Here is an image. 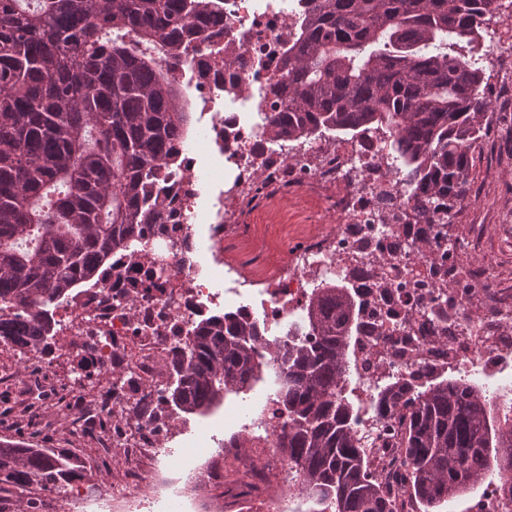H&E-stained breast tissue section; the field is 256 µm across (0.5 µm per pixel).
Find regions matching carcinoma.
I'll return each mask as SVG.
<instances>
[{
  "label": "carcinoma",
  "mask_w": 512,
  "mask_h": 512,
  "mask_svg": "<svg viewBox=\"0 0 512 512\" xmlns=\"http://www.w3.org/2000/svg\"><path fill=\"white\" fill-rule=\"evenodd\" d=\"M280 78L282 108L264 117L275 137L363 140L386 135L392 170L426 224L470 200L474 147L489 132L484 25L500 0H302ZM212 0H0V342L27 360L49 357L55 310L99 283L112 252L159 219L151 187L171 141L187 133L188 99L157 63L192 61L222 37ZM357 286L315 292L305 327L318 337L258 350L266 329L217 315L192 329L189 353L168 366L161 402L204 414L267 371L287 414L276 451L299 474L308 512H388L369 472L345 394L362 327ZM383 408L403 429L405 490L425 512L475 487L512 482V413L478 385L436 376L408 393L393 382ZM79 475L55 448L0 441V485L26 499Z\"/></svg>",
  "instance_id": "carcinoma-1"
}]
</instances>
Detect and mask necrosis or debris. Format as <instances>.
Instances as JSON below:
<instances>
[{
    "label": "necrosis or debris",
    "instance_id": "obj_1",
    "mask_svg": "<svg viewBox=\"0 0 512 512\" xmlns=\"http://www.w3.org/2000/svg\"><path fill=\"white\" fill-rule=\"evenodd\" d=\"M221 42L203 47L192 65L159 54L169 77L190 87L199 121L219 154L222 179H205L199 153L174 139L178 162L160 169L154 190L160 197V223L145 227L134 249L113 253L96 287L83 290L78 301L62 309V328L82 331L87 323L102 326L95 349L88 352L92 372L119 370L118 381L103 390L76 423L79 436L97 440L103 453L123 449L128 467L123 478L104 493L82 478L68 492V512H208L206 500L191 497L189 485L215 478L211 461L187 476L188 487L164 477L159 466L160 436L169 424L160 402L156 366L173 352L186 350V331L216 313L244 314L265 327L301 323L312 293L339 279L353 278L364 303L365 330L352 347L354 365L349 383L361 405L355 425L359 448L370 472L389 493L393 512H416L414 499L401 487L403 450L394 417L380 405V392L399 379L409 390L431 373L452 370L477 376L483 392L501 402L512 401V300L493 288L498 271L493 261L475 265L463 251H450L448 228L414 224L405 215L404 187L388 172L380 142L325 144L318 140L288 141L258 133L270 99L263 91L279 77L282 46L299 11L294 0H223ZM238 48L234 66L224 62V44ZM233 100L248 102L252 116L243 119L230 108ZM342 213L333 229L313 225L301 243L287 247L288 258L268 265L250 288L217 291L204 260L224 265V240L231 237L268 250L256 238L250 209L275 187L301 192L317 189L334 195ZM431 250L418 254L421 240ZM387 271L389 290L376 286ZM447 321H438V310ZM142 399L150 410L132 419L136 432L126 442L111 424L122 403ZM229 415L240 422V436L251 447L268 449L269 464L276 436L287 423L275 395L246 400ZM152 480L149 495L132 487Z\"/></svg>",
    "mask_w": 512,
    "mask_h": 512
}]
</instances>
